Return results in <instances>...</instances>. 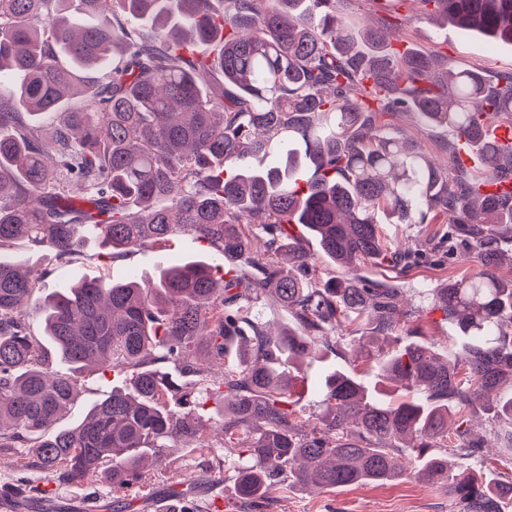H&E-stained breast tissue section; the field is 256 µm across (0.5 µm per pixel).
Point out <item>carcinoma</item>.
<instances>
[{
    "mask_svg": "<svg viewBox=\"0 0 512 512\" xmlns=\"http://www.w3.org/2000/svg\"><path fill=\"white\" fill-rule=\"evenodd\" d=\"M0 0V453L29 448L24 467L56 485L106 479L112 498L135 502L148 462L171 443L195 439L196 467L223 475L211 451L204 403L176 397L170 364L222 404L212 423L222 448L238 449L235 486L244 512H265L290 483L332 491L415 476L448 490L458 512H502L512 476L495 482L459 467L481 448L468 420L490 409L497 439L512 453V280L494 272L512 255V143L488 132L512 125V74L493 84L456 70L440 84L434 61L401 53L378 29L347 20L349 0ZM422 14L512 43V0H417ZM211 47L207 54L183 45ZM81 110L63 112L71 97ZM417 112L446 126L452 183L412 138L386 132L382 117ZM280 146L270 165L272 144ZM480 149L483 167L461 148ZM262 213L266 252L254 247ZM448 225V258L465 245L478 270L425 289L464 339L459 356L399 336L403 289L367 284L360 263L391 267L431 260L440 243L393 245L374 219ZM297 224L338 269L323 278ZM191 233L232 272L191 260L156 282L85 281L42 295V275L1 256L18 239L60 262L81 253L82 234L106 250L133 252ZM287 254L285 268L277 256ZM297 328L267 333L253 309L267 293ZM34 309L41 345L23 312ZM374 330L365 361L396 394L336 371L309 430L295 387L307 359L329 339L360 341ZM237 346L243 356L219 378L209 363ZM127 383L72 428L57 422L84 371ZM201 484L169 492L175 512H209ZM49 490H0V508L44 499Z\"/></svg>",
    "mask_w": 512,
    "mask_h": 512,
    "instance_id": "obj_1",
    "label": "carcinoma"
}]
</instances>
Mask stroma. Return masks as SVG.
Returning <instances> with one entry per match:
<instances>
[{
	"label": "stroma",
	"mask_w": 512,
	"mask_h": 512,
	"mask_svg": "<svg viewBox=\"0 0 512 512\" xmlns=\"http://www.w3.org/2000/svg\"><path fill=\"white\" fill-rule=\"evenodd\" d=\"M410 20L399 31L398 42L404 49L451 58L460 68H479L496 74L512 73V46L487 40L453 25L427 22L420 18L418 5H411ZM393 134H405L420 141L428 158L447 165L448 157L442 150L448 135L431 130L419 115H396L390 119ZM9 258L22 261L33 269L48 270L45 292H53L100 276L113 280L137 278L155 279L158 272L168 265L203 257L218 263L216 253L203 248L194 235L179 234L167 244L144 251L127 254L102 255L96 243H89L80 255L61 264L48 249H33L26 242H16L7 249ZM476 268L471 259L455 263L421 262L406 269L365 266L361 273L367 280L397 282L412 297L413 310L405 316V328H420L423 335L439 350H446L453 329L441 311L432 310L429 301L419 298L418 290L431 288L453 277L470 274ZM348 368L349 363L336 355L304 365L306 377L298 384L296 396L306 413L315 414L321 409L324 376L328 367ZM80 390L60 424L77 425L97 401L112 391V378L98 371L85 372L80 379ZM194 468L193 454L189 449H168L162 466L151 468L140 494L160 497L164 491L179 486L191 476ZM271 512H456V504L446 489L411 478L385 484H360L333 491H308L297 486L283 487L274 493Z\"/></svg>",
	"instance_id": "1"
}]
</instances>
